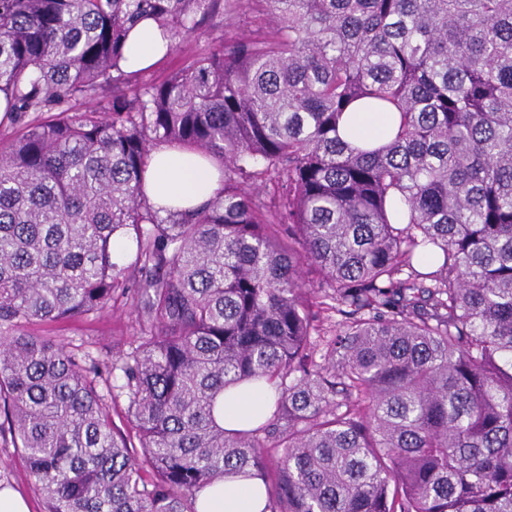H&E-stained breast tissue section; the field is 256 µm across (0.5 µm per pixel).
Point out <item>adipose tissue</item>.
<instances>
[{"label": "adipose tissue", "mask_w": 512, "mask_h": 512, "mask_svg": "<svg viewBox=\"0 0 512 512\" xmlns=\"http://www.w3.org/2000/svg\"><path fill=\"white\" fill-rule=\"evenodd\" d=\"M165 52L166 42L159 28L153 22H143L129 36L127 66L132 70L151 66ZM391 122L388 113L360 106L347 116L344 137L356 144L378 145L384 142ZM146 180L147 197L157 209L196 208L220 194L223 188V178L211 161L164 145L152 151ZM273 396V390L265 385L227 388L223 400L225 429L250 428ZM266 504L265 487L257 479H219L202 490L197 498L198 512H263Z\"/></svg>", "instance_id": "ef3b65f1"}]
</instances>
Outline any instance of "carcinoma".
I'll list each match as a JSON object with an SVG mask.
<instances>
[{"label": "carcinoma", "instance_id": "cac0c4a2", "mask_svg": "<svg viewBox=\"0 0 512 512\" xmlns=\"http://www.w3.org/2000/svg\"><path fill=\"white\" fill-rule=\"evenodd\" d=\"M201 35L161 82L128 33ZM0 435L47 512H512V0H0ZM391 113L372 149L339 132ZM159 145L217 161L149 205ZM131 301L112 359L26 326ZM264 383L256 427L219 396ZM146 180V194L155 209L200 207L224 187L211 161L165 145L152 151ZM267 504L260 480L218 479L197 498L199 512H262Z\"/></svg>", "mask_w": 512, "mask_h": 512}]
</instances>
